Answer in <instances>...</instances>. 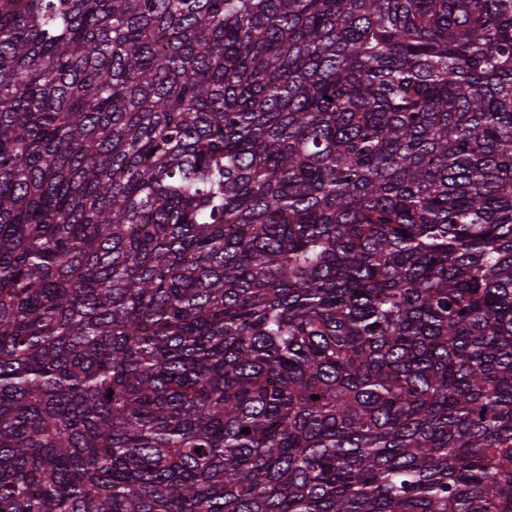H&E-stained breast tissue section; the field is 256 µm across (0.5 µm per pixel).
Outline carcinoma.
Wrapping results in <instances>:
<instances>
[{
	"label": "carcinoma",
	"mask_w": 512,
	"mask_h": 512,
	"mask_svg": "<svg viewBox=\"0 0 512 512\" xmlns=\"http://www.w3.org/2000/svg\"><path fill=\"white\" fill-rule=\"evenodd\" d=\"M0 512H512V0H0Z\"/></svg>",
	"instance_id": "obj_1"
}]
</instances>
